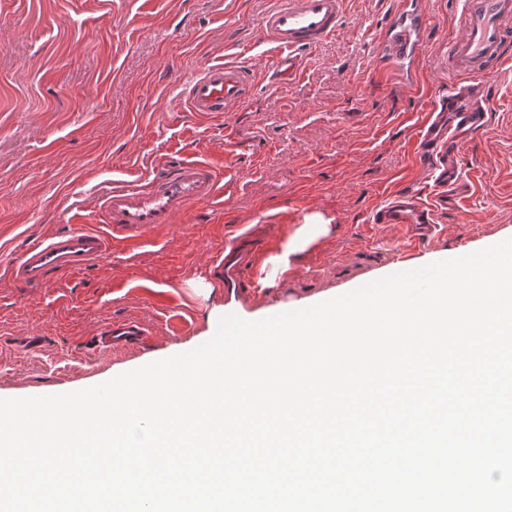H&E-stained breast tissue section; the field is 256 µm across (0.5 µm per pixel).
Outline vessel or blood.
Returning a JSON list of instances; mask_svg holds the SVG:
<instances>
[{
	"instance_id": "obj_1",
	"label": "vessel or blood",
	"mask_w": 512,
	"mask_h": 512,
	"mask_svg": "<svg viewBox=\"0 0 512 512\" xmlns=\"http://www.w3.org/2000/svg\"><path fill=\"white\" fill-rule=\"evenodd\" d=\"M344 0H271L262 16L257 39L269 45L270 63L279 78L295 80L307 51L333 39L340 28ZM460 36L448 43L446 96L428 100L426 117L412 125L416 158L434 185L417 192L391 190L372 212L376 224L405 225L421 243L436 236L437 217L449 203L468 197L471 184L459 168L457 149L463 135L483 129L493 103L480 81L512 65V0H455ZM424 18L413 0H398L381 26L371 57L375 75L392 81L408 74L421 53ZM255 75L240 62L206 64L180 84L184 111L220 116L243 107L253 93ZM223 171L208 161L183 154L175 162L150 170L137 180L113 182L93 202V222L82 211H66L59 228L28 244L11 262L14 281L39 285L94 266L112 255L113 242L152 241L159 226L174 223L204 205L224 206ZM266 227L238 226L212 267L226 289L251 293L250 272L257 242ZM146 334L138 321L112 325L95 336L98 347L137 345Z\"/></svg>"
}]
</instances>
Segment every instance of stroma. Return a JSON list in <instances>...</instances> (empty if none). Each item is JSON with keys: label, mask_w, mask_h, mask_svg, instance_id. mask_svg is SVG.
Here are the masks:
<instances>
[{"label": "stroma", "mask_w": 512, "mask_h": 512, "mask_svg": "<svg viewBox=\"0 0 512 512\" xmlns=\"http://www.w3.org/2000/svg\"><path fill=\"white\" fill-rule=\"evenodd\" d=\"M395 0H346L336 39L307 56L299 78L275 79L256 47L268 0H0V262L55 227L59 209L88 205L118 177L133 180L191 152L233 178L223 212L199 207L161 226L157 242H115L110 260L47 285L0 271V399L73 392L199 343L209 313L246 320L311 305L403 264L428 265L512 236V69L490 75L487 126L461 153L479 181L460 208L438 218L428 244L375 224L395 185L418 188L406 129L425 117L410 90L370 71L376 27ZM422 78L448 92L445 58L461 28L451 0H427ZM244 60L259 84L243 111L200 118L182 111L176 78L211 62ZM319 213L331 232L247 298L210 297L229 224H267L252 270ZM138 320L145 341L120 351L90 339Z\"/></svg>", "instance_id": "35a3bbf8"}]
</instances>
